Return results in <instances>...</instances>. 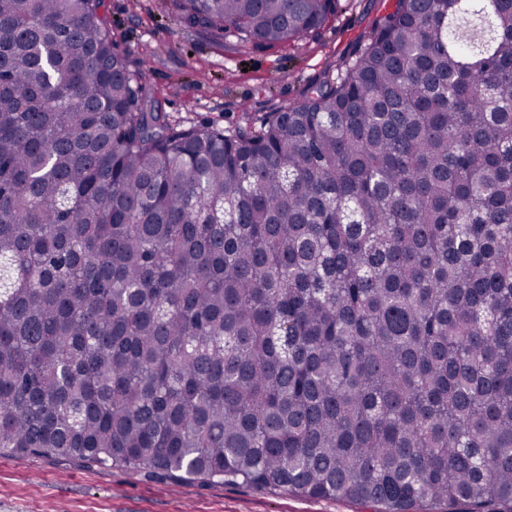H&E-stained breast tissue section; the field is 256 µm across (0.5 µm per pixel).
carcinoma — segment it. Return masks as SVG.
<instances>
[{"instance_id": "obj_1", "label": "carcinoma", "mask_w": 512, "mask_h": 512, "mask_svg": "<svg viewBox=\"0 0 512 512\" xmlns=\"http://www.w3.org/2000/svg\"><path fill=\"white\" fill-rule=\"evenodd\" d=\"M104 0H0V450L512 512V0H392L299 102L147 110ZM339 0H176L271 47Z\"/></svg>"}]
</instances>
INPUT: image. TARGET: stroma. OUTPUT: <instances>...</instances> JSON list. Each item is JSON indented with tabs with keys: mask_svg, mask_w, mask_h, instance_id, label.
Listing matches in <instances>:
<instances>
[{
	"mask_svg": "<svg viewBox=\"0 0 512 512\" xmlns=\"http://www.w3.org/2000/svg\"><path fill=\"white\" fill-rule=\"evenodd\" d=\"M318 32L262 47L193 32L171 0H105L101 14L131 69H145L147 107L173 125L236 127L298 101L349 56L388 0H340ZM373 512L355 501L305 498L243 484L173 482L147 472L0 453V512Z\"/></svg>",
	"mask_w": 512,
	"mask_h": 512,
	"instance_id": "obj_1",
	"label": "stroma"
}]
</instances>
